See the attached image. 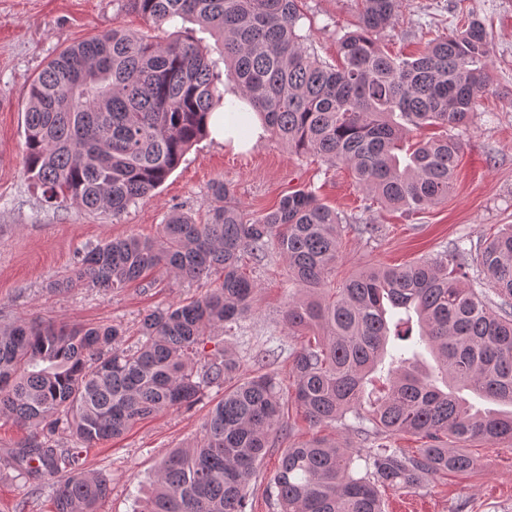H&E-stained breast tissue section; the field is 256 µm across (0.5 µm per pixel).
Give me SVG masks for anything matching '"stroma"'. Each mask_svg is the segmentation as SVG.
Masks as SVG:
<instances>
[{"mask_svg":"<svg viewBox=\"0 0 512 512\" xmlns=\"http://www.w3.org/2000/svg\"><path fill=\"white\" fill-rule=\"evenodd\" d=\"M299 6V32L307 46L322 60L335 62L339 37L357 21L355 0H300ZM465 18L480 20L492 37V79L468 124L454 131L462 151L455 188L444 203L413 215L364 208L362 192L344 165L289 152L265 135L245 151L202 140L152 196L115 218L51 205L30 184L22 160L24 98L45 65L67 47L117 26L150 36L156 28L123 0H0V323L42 318L66 325L113 324L123 327L127 344H134L145 314L199 296L209 280L162 276L156 288L132 286L117 293L89 287L58 291L51 282L67 274L78 253L104 240L158 237L170 211L205 220L211 188L219 180L251 216L302 189L335 207L344 228L336 270L328 280L332 288L368 264L399 267L435 257L454 243L478 251L502 225L512 224V0H405L385 42L392 52L416 53L430 40L451 35ZM363 224L375 225V233L360 232ZM244 265L258 284L253 310L239 325L218 331L215 340L236 353L243 377L253 373L264 348L277 347L272 369L284 399H291L292 353L300 339L289 335L282 322L294 290L288 266L276 254ZM223 395V387H208L191 408L161 412L121 438L86 449L85 470L112 476L99 512H135L138 490L162 456L195 440L209 408ZM291 422L292 433L270 449L250 485L254 512H277L267 484L285 448L315 435L347 437L338 428L312 427L297 411ZM28 434L21 424L0 416V512H53L52 484L21 475L14 459ZM464 449L477 458L476 470L430 477L416 489L385 490V512H452L464 501L471 512H512V446L473 441Z\"/></svg>","mask_w":512,"mask_h":512,"instance_id":"obj_1","label":"stroma"}]
</instances>
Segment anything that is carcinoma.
I'll list each match as a JSON object with an SVG mask.
<instances>
[{"instance_id": "cac0c4a2", "label": "carcinoma", "mask_w": 512, "mask_h": 512, "mask_svg": "<svg viewBox=\"0 0 512 512\" xmlns=\"http://www.w3.org/2000/svg\"><path fill=\"white\" fill-rule=\"evenodd\" d=\"M358 24L338 40L335 65L299 33L298 0H126L158 28L148 39L113 28L51 59L24 101V171L47 200L117 216L161 186L209 136L207 117L224 106V79L272 138L332 165L344 164L367 206L408 214L448 199L461 143L490 83L488 33L472 19L419 54L382 42L404 0H357ZM180 22L215 39L200 46ZM445 129L409 148L411 129ZM208 219L169 214L156 239L114 238L77 256L58 289L153 288L163 269L221 282L200 297L143 318L136 344L115 325L19 319L0 325V415L31 428L16 459L34 478L53 479L54 512H98L111 490L102 472L81 468L86 448L169 409L191 407L213 384L231 383L192 444L162 459L138 512H250L249 483L289 428L274 374L261 365L236 378L227 347L207 350L217 330L244 319L257 292L245 256H281L296 286L283 312L295 335L317 336L293 354V402L312 424L348 429L360 447L312 438L281 455L268 485L278 512H383L381 490L413 489L426 476L469 473L476 459L455 447L512 443V225L476 256L456 244L402 267L366 266L337 288L341 214L297 190L255 218L212 186ZM486 282L467 283V266ZM433 364L424 365L420 347ZM381 373L384 393L365 399ZM510 407L481 411L461 392ZM68 430L73 447L55 439ZM408 432L424 447L389 444ZM365 462L364 473L353 465Z\"/></svg>"}]
</instances>
